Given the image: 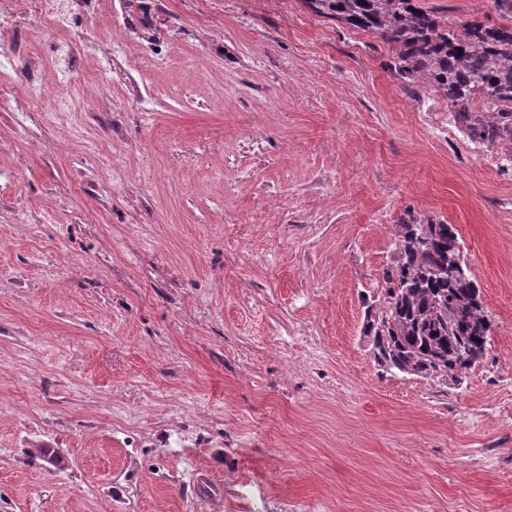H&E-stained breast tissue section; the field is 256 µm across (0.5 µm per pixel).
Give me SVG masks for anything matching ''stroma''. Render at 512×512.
Instances as JSON below:
<instances>
[{
  "label": "stroma",
  "instance_id": "1",
  "mask_svg": "<svg viewBox=\"0 0 512 512\" xmlns=\"http://www.w3.org/2000/svg\"><path fill=\"white\" fill-rule=\"evenodd\" d=\"M69 9L0 18V512H512V171L305 0ZM64 40L74 110L16 111ZM408 209L458 229L491 320L457 387L361 340ZM69 0H32L34 4L40 5L41 12H44L50 21L49 29L56 31L70 25L71 16L68 9Z\"/></svg>",
  "mask_w": 512,
  "mask_h": 512
}]
</instances>
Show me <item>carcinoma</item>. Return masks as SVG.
<instances>
[{
    "label": "carcinoma",
    "mask_w": 512,
    "mask_h": 512,
    "mask_svg": "<svg viewBox=\"0 0 512 512\" xmlns=\"http://www.w3.org/2000/svg\"><path fill=\"white\" fill-rule=\"evenodd\" d=\"M317 14L371 33L415 95L448 101L472 141L512 164V25L450 22L420 0H306ZM378 306L361 329L386 373L463 384L486 354L490 321L454 225L410 209L396 220Z\"/></svg>",
    "instance_id": "obj_1"
}]
</instances>
